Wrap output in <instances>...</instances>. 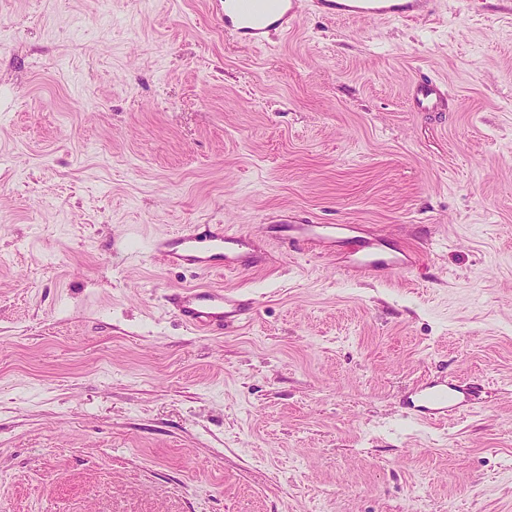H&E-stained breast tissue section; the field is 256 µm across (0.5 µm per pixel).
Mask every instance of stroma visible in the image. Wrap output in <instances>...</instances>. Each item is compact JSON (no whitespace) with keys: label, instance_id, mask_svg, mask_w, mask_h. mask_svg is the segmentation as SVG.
I'll return each instance as SVG.
<instances>
[{"label":"stroma","instance_id":"stroma-1","mask_svg":"<svg viewBox=\"0 0 512 512\" xmlns=\"http://www.w3.org/2000/svg\"><path fill=\"white\" fill-rule=\"evenodd\" d=\"M500 2L252 47L214 0H0V512H512ZM195 224L264 265L150 252ZM363 241L414 265L350 271ZM197 286L254 310L190 328L166 296ZM421 379L474 409L415 421ZM409 96L412 104L417 109L434 112L438 109L442 92L440 87L432 80L421 79L412 84Z\"/></svg>","mask_w":512,"mask_h":512}]
</instances>
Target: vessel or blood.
<instances>
[{
  "mask_svg": "<svg viewBox=\"0 0 512 512\" xmlns=\"http://www.w3.org/2000/svg\"><path fill=\"white\" fill-rule=\"evenodd\" d=\"M439 0H217L224 23V37L232 43L267 44L273 34L288 35L309 11L329 18L373 20L420 19L434 14ZM414 107L436 111L442 98L439 86L429 79L414 82L409 90ZM240 236L223 225L201 230L191 225L175 235L154 240L150 249L172 266H192L203 271H236L241 255ZM360 270L406 269L405 261L374 251L354 260ZM181 320L193 328L224 330L237 325L252 310L251 302L233 292L209 288H180L167 297ZM472 400L466 388L447 381H423L412 390L408 406L416 416L444 418L466 411Z\"/></svg>",
  "mask_w": 512,
  "mask_h": 512,
  "instance_id": "b4317fda",
  "label": "vessel or blood"
}]
</instances>
